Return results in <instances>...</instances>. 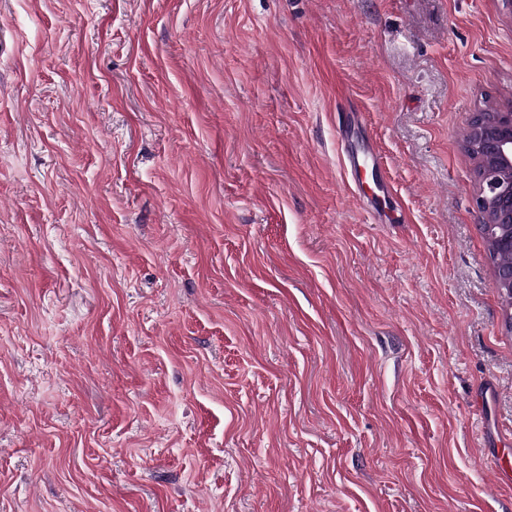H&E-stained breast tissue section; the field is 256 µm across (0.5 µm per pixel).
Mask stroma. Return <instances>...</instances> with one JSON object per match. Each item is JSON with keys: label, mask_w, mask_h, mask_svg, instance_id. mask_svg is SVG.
Masks as SVG:
<instances>
[{"label": "stroma", "mask_w": 512, "mask_h": 512, "mask_svg": "<svg viewBox=\"0 0 512 512\" xmlns=\"http://www.w3.org/2000/svg\"><path fill=\"white\" fill-rule=\"evenodd\" d=\"M509 104L502 0H0V512H512ZM466 149L475 160L479 226L491 251H512V105L476 112Z\"/></svg>", "instance_id": "35a3bbf8"}]
</instances>
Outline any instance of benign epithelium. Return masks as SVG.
Masks as SVG:
<instances>
[{"instance_id": "obj_1", "label": "benign epithelium", "mask_w": 512, "mask_h": 512, "mask_svg": "<svg viewBox=\"0 0 512 512\" xmlns=\"http://www.w3.org/2000/svg\"><path fill=\"white\" fill-rule=\"evenodd\" d=\"M466 149L475 160V207L490 250L512 251V105L477 112L470 121ZM494 287L512 295V264H494Z\"/></svg>"}]
</instances>
